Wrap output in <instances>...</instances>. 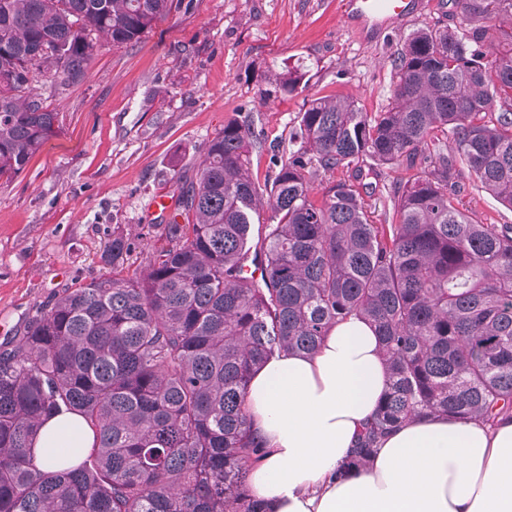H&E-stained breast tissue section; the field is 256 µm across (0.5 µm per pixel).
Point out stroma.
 I'll return each instance as SVG.
<instances>
[{"label": "stroma", "instance_id": "obj_1", "mask_svg": "<svg viewBox=\"0 0 512 512\" xmlns=\"http://www.w3.org/2000/svg\"><path fill=\"white\" fill-rule=\"evenodd\" d=\"M464 28L459 0H422L420 11L366 40L342 16V0H193L157 21L138 43L103 45L82 81L47 75L39 91L56 119L24 171L0 178V343L61 289L112 273L103 260L113 227L136 250L164 245L166 220L151 202L176 178H195L205 145L231 119L253 124L258 179L297 145L307 100L352 97L381 111L394 58L424 25ZM304 72L285 95L276 76ZM406 172L363 169L355 185L375 223H390L393 187ZM461 200L482 224H512V210L463 172Z\"/></svg>", "mask_w": 512, "mask_h": 512}]
</instances>
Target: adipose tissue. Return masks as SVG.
<instances>
[{
    "mask_svg": "<svg viewBox=\"0 0 512 512\" xmlns=\"http://www.w3.org/2000/svg\"><path fill=\"white\" fill-rule=\"evenodd\" d=\"M387 386L379 338L352 316L311 356L288 352L257 370L246 405L265 448L249 471L252 493L273 512H512V418L495 425L429 416L381 441L370 466L336 472ZM82 418L48 420L36 461L54 469L61 453H87Z\"/></svg>",
    "mask_w": 512,
    "mask_h": 512,
    "instance_id": "1",
    "label": "adipose tissue"
}]
</instances>
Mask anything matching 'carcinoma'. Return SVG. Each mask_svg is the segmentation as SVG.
I'll return each instance as SVG.
<instances>
[{
  "mask_svg": "<svg viewBox=\"0 0 512 512\" xmlns=\"http://www.w3.org/2000/svg\"><path fill=\"white\" fill-rule=\"evenodd\" d=\"M183 0H0V178L21 173L54 125L37 77L82 79L104 43H136ZM467 28L425 26L394 60L385 108L320 96L299 112L298 148L259 182L254 131L230 120L197 182L173 184L167 246L131 268L120 229L112 276L57 293L19 340L0 344V512H272L246 480L263 454L245 394L276 354H313L351 315L374 326L389 386L345 467L431 415L512 417V224L460 208L464 164L512 208V0H460ZM279 88L307 84L295 69ZM500 111H495V107ZM446 151L426 155L428 140ZM418 173L377 224L351 180L359 162ZM268 209V222L261 210ZM264 255L262 281L243 273ZM92 428L60 470L35 462L52 415Z\"/></svg>",
  "mask_w": 512,
  "mask_h": 512,
  "instance_id": "carcinoma-1",
  "label": "carcinoma"
}]
</instances>
